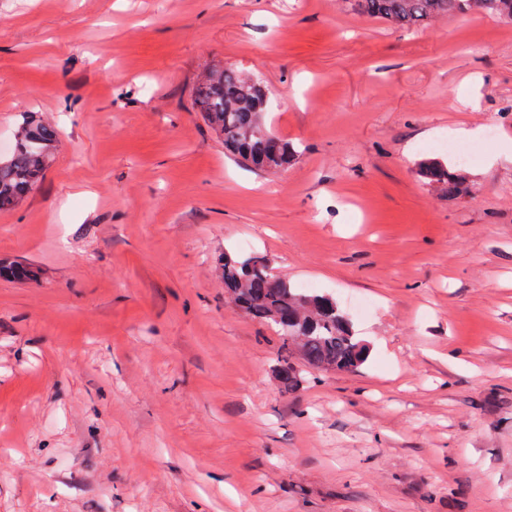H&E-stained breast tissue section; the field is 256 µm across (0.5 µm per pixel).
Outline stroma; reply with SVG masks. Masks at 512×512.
<instances>
[{
  "label": "stroma",
  "mask_w": 512,
  "mask_h": 512,
  "mask_svg": "<svg viewBox=\"0 0 512 512\" xmlns=\"http://www.w3.org/2000/svg\"><path fill=\"white\" fill-rule=\"evenodd\" d=\"M259 79L288 169L225 155L210 67ZM0 512H512V20L407 31L350 0H0ZM469 193L416 172L458 125ZM332 297L355 372L277 376L224 252ZM57 132L24 115L9 155L0 158V211L15 207L33 188L52 161ZM431 149L447 151L449 155L465 163H472L479 159L485 145L458 141H439L430 145Z\"/></svg>",
  "instance_id": "stroma-1"
}]
</instances>
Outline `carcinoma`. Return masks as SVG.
<instances>
[{
	"label": "carcinoma",
	"mask_w": 512,
	"mask_h": 512,
	"mask_svg": "<svg viewBox=\"0 0 512 512\" xmlns=\"http://www.w3.org/2000/svg\"><path fill=\"white\" fill-rule=\"evenodd\" d=\"M360 14L415 30L437 16L496 15L512 19V0H355ZM194 104L208 124L224 136V149L260 170L289 167L295 149L263 123L267 97L257 80L233 66L210 70L196 88ZM57 132L25 115L9 155L0 158V211L15 207L33 188L52 161ZM418 174L448 196L468 191L465 168H453L439 157L424 154ZM268 260L224 254V292L253 319L271 325L282 340L278 376L288 388L302 379L301 367L318 371H355L367 360V347L336 301L268 271ZM35 276L20 263L0 262V277Z\"/></svg>",
	"instance_id": "obj_1"
}]
</instances>
